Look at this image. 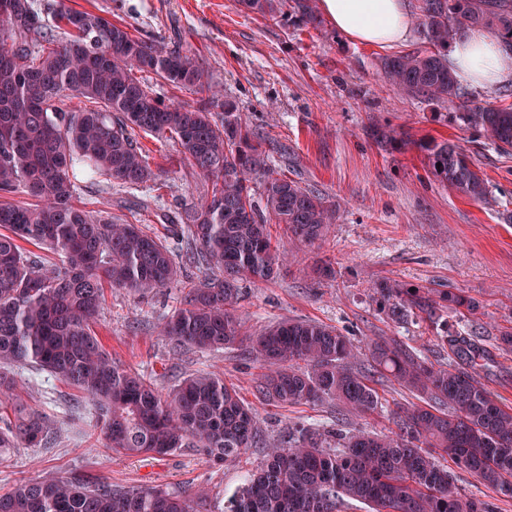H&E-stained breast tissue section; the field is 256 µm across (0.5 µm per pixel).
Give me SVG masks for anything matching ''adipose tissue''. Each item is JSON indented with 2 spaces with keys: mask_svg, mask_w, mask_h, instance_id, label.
<instances>
[{
  "mask_svg": "<svg viewBox=\"0 0 512 512\" xmlns=\"http://www.w3.org/2000/svg\"><path fill=\"white\" fill-rule=\"evenodd\" d=\"M322 13L337 30L362 43L403 41L411 25L405 0H320ZM448 65L461 82L490 88L512 78L498 37L473 29L448 47Z\"/></svg>",
  "mask_w": 512,
  "mask_h": 512,
  "instance_id": "obj_1",
  "label": "adipose tissue"
}]
</instances>
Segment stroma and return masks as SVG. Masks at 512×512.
<instances>
[{"label": "stroma", "instance_id": "obj_1", "mask_svg": "<svg viewBox=\"0 0 512 512\" xmlns=\"http://www.w3.org/2000/svg\"><path fill=\"white\" fill-rule=\"evenodd\" d=\"M140 32L189 48L210 71L226 101L266 139L271 160L288 178L330 202L341 218L326 240L288 245L289 262L280 276L244 283L235 315L251 334L281 320H316L333 326L367 352L371 341L395 339L419 356L447 364L437 329L419 318L392 322L376 302L375 287L390 280L423 291H454L473 298L475 311H448L444 321L476 331L491 361L479 376L491 396L512 407V351L498 349L501 331L512 330V149L501 148L457 117L495 98L494 89L473 90L468 104L425 102L397 91L377 64L391 49L359 43L328 19L317 28L294 15L265 20L245 12L236 0H63ZM376 127L399 136L378 147ZM435 138L456 144L487 181L475 201L431 175L415 146ZM141 142L164 174L152 206L181 214L208 185L178 146L151 135ZM81 205L136 221L135 194L82 180ZM328 261L332 279L313 274ZM180 282L146 294L110 289L93 325L116 361L146 374L162 391L200 372L220 374L253 408L263 442L283 439L288 425L341 426L350 431L394 430L398 407L414 396L393 378L379 382L383 407L358 417L338 413L334 402L284 406L260 399V368L248 347L201 352L173 350L159 325L180 301L186 281L204 269L182 266ZM18 391L44 416L53 438L49 448L19 446L0 460V492L26 479L90 477L121 486H159L209 492L210 512H227L233 495L264 460L263 447L233 462L209 460L184 448L165 456L125 455L105 449L94 406L71 386L46 372L16 370Z\"/></svg>", "mask_w": 512, "mask_h": 512}]
</instances>
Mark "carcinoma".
Here are the masks:
<instances>
[{
	"mask_svg": "<svg viewBox=\"0 0 512 512\" xmlns=\"http://www.w3.org/2000/svg\"><path fill=\"white\" fill-rule=\"evenodd\" d=\"M0 13V194L24 192L35 203L0 202V363L34 364L76 389L98 413L109 450L167 455L195 448L216 461H235L260 443L256 416L214 373L184 378L162 394L144 374L112 358L90 322L105 287L144 294L179 277L173 252L158 235L111 212L76 203L79 177L139 190L158 185L139 134L180 148L211 191L174 225L186 258L220 275L187 285L161 325L173 347L201 351L248 344L262 373L266 401L299 405L331 400L359 416L381 407L376 384L385 375L420 403L399 410L386 434L288 425V439L267 449L230 512H341L350 501L368 512H497L456 491L437 455L512 498V408L499 405L478 379L488 351L474 332L440 323L441 309L474 310L448 291L433 299L398 284L378 289L377 302L395 323L425 317L441 328L448 366H435L396 340H377L359 369L357 347L316 321H281L258 336L234 315L244 282L274 279L287 259L272 241L277 224L290 241L312 245L329 233L339 208L270 163L266 139L221 98L213 76L190 53L88 11L12 0ZM245 11L275 20L289 7L305 25L317 23L312 0H238ZM417 40L381 58L393 87L428 102L463 101L448 68V44L485 28L500 38L512 65V0H419ZM197 96L196 104L163 99L143 77ZM67 99L87 105L73 109ZM460 118L500 147H512V107L486 103ZM433 177L473 200L484 179L457 147L422 140ZM25 241L56 255L33 259ZM0 372V458L23 442L48 443L43 415L14 393ZM207 493L153 486H117L83 479L21 480L0 493V512H207Z\"/></svg>",
	"mask_w": 512,
	"mask_h": 512,
	"instance_id": "1",
	"label": "carcinoma"
}]
</instances>
